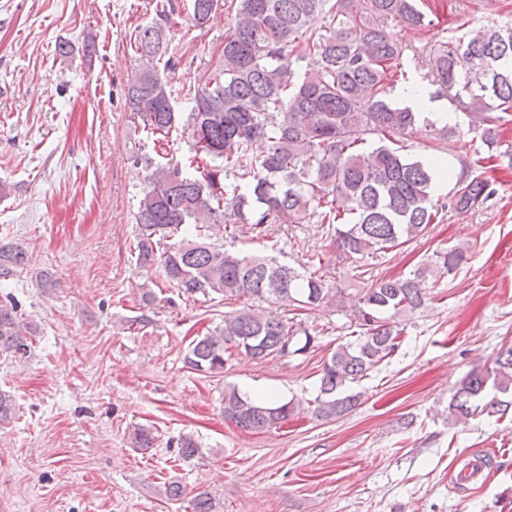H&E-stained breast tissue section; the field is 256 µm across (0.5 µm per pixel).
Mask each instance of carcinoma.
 Returning a JSON list of instances; mask_svg holds the SVG:
<instances>
[{
  "label": "carcinoma",
  "mask_w": 512,
  "mask_h": 512,
  "mask_svg": "<svg viewBox=\"0 0 512 512\" xmlns=\"http://www.w3.org/2000/svg\"><path fill=\"white\" fill-rule=\"evenodd\" d=\"M189 17L207 25L219 0H190ZM234 20L224 31L222 62L194 89L187 112L175 107L182 89L172 86L182 63L169 37L175 0H158L154 15L136 27V65L126 104L148 137L187 136L191 156L147 163L135 219L140 224L137 265L162 269L166 282L184 295L215 294L224 301H278L321 305L332 298L323 276L279 260L277 249L246 255L227 247L265 224H328L338 257L364 274L369 256L424 235L452 206L465 209L486 185L474 178L449 201L434 197L443 174L438 158L405 153L402 138L421 128L433 135L432 150H448V126L393 104L406 46L380 24L392 18L409 30L432 29L429 0H236ZM325 26L317 27L318 20ZM470 61L460 73L458 57ZM428 73L468 117V133L488 146L498 142L504 114L512 112V26L476 30L470 37L436 41ZM378 146L367 151L368 138ZM262 140L265 150L253 153ZM464 259L459 247L438 248L407 276L371 281L357 300L356 340L336 348L323 363L314 413L331 418L360 404L347 387L359 382L401 345L395 318L423 306L425 283L454 273ZM25 253L0 246V279L14 276ZM307 352L315 336L288 320L263 316L249 305L224 315L222 324L193 339L184 356L190 369L218 374L243 351L254 359ZM32 327L15 306L0 304V352L31 355ZM224 419L245 431H269L288 423L294 402H256L236 388L224 391ZM478 415L512 416V346L494 367H475L448 403V424ZM15 418L13 397L0 392V425ZM134 448H152L145 426L130 434ZM200 453L190 435L181 438L184 460ZM195 512H218L208 490L193 499Z\"/></svg>",
  "instance_id": "carcinoma-1"
}]
</instances>
